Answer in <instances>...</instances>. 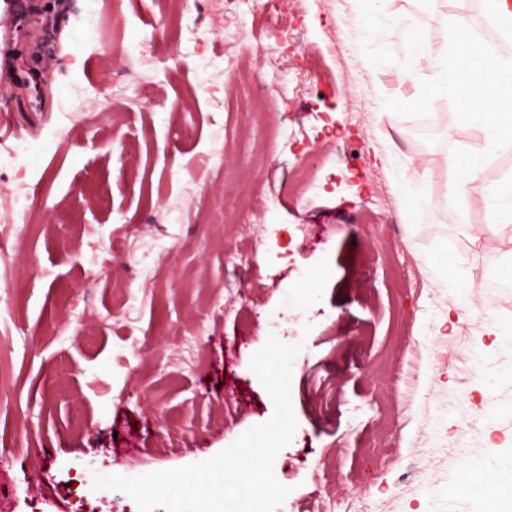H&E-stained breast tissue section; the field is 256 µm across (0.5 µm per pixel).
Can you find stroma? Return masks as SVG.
Returning <instances> with one entry per match:
<instances>
[{
	"label": "stroma",
	"instance_id": "obj_1",
	"mask_svg": "<svg viewBox=\"0 0 512 512\" xmlns=\"http://www.w3.org/2000/svg\"><path fill=\"white\" fill-rule=\"evenodd\" d=\"M280 7L284 65L265 0H213L205 19L189 2L167 14L161 0H52L57 35L12 46L47 59L40 104L15 62L0 68L23 128L0 145L27 171L20 191L0 174V270H33L0 289V452L14 461L15 512H78L98 497L102 512H138L124 492L93 490L94 474L202 462L266 422L273 404L249 363L272 333L305 344L298 427L275 460L288 467V512H344L360 493L373 512H482L458 487L464 465L512 454V287L493 285L512 258L479 195L448 206L445 158L474 138L449 100L433 102L423 133L382 106L420 91L401 76L400 25L422 26L436 53L445 13L387 0L398 61L374 69L356 0ZM228 48L251 57L266 116L225 109ZM169 53L182 70L163 66ZM92 55L102 79L86 72ZM66 122L77 140L60 138ZM297 170L317 188L295 191ZM242 180L257 190L243 212L277 234L242 242L225 223L221 201ZM145 266L156 282L126 299L121 284ZM231 278L244 288L233 303ZM415 458L424 470L411 479ZM27 463L43 472L35 508Z\"/></svg>",
	"mask_w": 512,
	"mask_h": 512
}]
</instances>
